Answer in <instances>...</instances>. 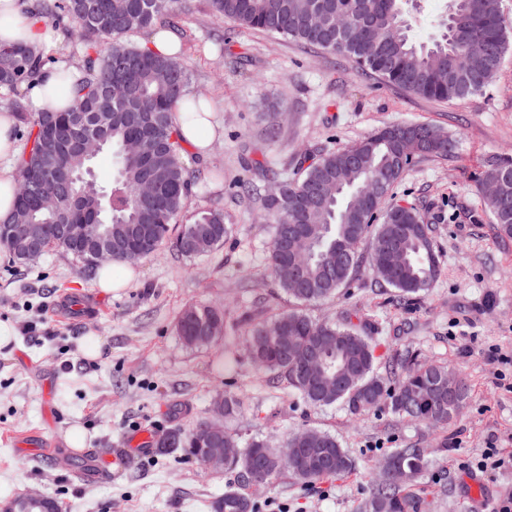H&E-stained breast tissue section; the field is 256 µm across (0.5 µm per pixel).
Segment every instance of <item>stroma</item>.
I'll return each mask as SVG.
<instances>
[{
  "label": "stroma",
  "instance_id": "1",
  "mask_svg": "<svg viewBox=\"0 0 512 512\" xmlns=\"http://www.w3.org/2000/svg\"><path fill=\"white\" fill-rule=\"evenodd\" d=\"M203 0H177L186 32L183 63L190 90L215 106L219 136L207 157L186 153L200 170L180 223L220 205L231 233L196 258L171 246L134 266L128 287L104 294L93 274L58 249L22 264L0 250V320L16 336L0 348V484L14 493L35 489L63 512H214L212 505L237 474L163 448L128 460L104 485L76 475L81 453L64 442L75 426L84 449L111 454L130 442L134 427L155 438L189 433L212 418L216 393L236 397L240 409L223 417L240 442L264 437L275 448L305 428L334 434L355 468L341 479L298 483L282 473L252 490L259 512H360L381 479L379 459L393 449L422 448L428 468L404 494L413 512H497L512 498V237L501 235L486 205L483 177L490 158L512 155V53L481 92L435 102L358 69L346 56L279 35L246 30L205 11ZM448 0H411L410 37L430 43ZM426 123L457 141L451 157L413 159L385 199L417 207L440 256L431 288L404 296L380 285L369 266L332 298L304 306L277 287L268 268L269 213L243 193L241 182L268 192L266 169L299 177L306 160L351 146L377 130ZM280 135L265 137L269 125ZM82 310L65 315L62 298ZM223 309L229 328L217 344L189 348L176 325L184 308ZM303 308L317 321L351 320L375 338L379 363L409 353L422 363L448 366L470 387L448 425L410 422L379 407L367 415L346 406L313 408L268 384L246 347L245 323ZM103 340L101 357L81 356L88 332ZM498 350L503 359L490 363ZM52 441L44 454H25L18 438ZM494 447L507 464L480 473V498L471 500L462 461H479Z\"/></svg>",
  "mask_w": 512,
  "mask_h": 512
}]
</instances>
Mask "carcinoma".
Here are the masks:
<instances>
[{"label": "carcinoma", "instance_id": "carcinoma-1", "mask_svg": "<svg viewBox=\"0 0 512 512\" xmlns=\"http://www.w3.org/2000/svg\"><path fill=\"white\" fill-rule=\"evenodd\" d=\"M406 0H206L217 17L242 29L278 34L345 54L363 70L414 95L438 102L467 97L484 89L499 72L512 49L500 0H449L448 17L439 37L429 45L414 43L404 18ZM28 13L44 25L66 28L82 49L76 66L59 69V81L74 97L60 114L81 110L97 119L103 150L112 154L117 173L101 184L93 176L95 158L81 150L63 153L58 139L67 135L58 115L36 119L18 86L42 81L46 58L40 45L0 44V88L10 95L9 109L17 120L16 134L25 148L17 159L19 175L57 165L82 180L51 186L18 183L15 206L7 218L13 224H40L49 230L69 222L76 236L51 242L87 268L83 236L93 231L126 242L134 233L152 240L155 250L168 241H193L186 257L202 256L224 243L230 228L224 212L210 209L191 224L176 225L186 206L196 175L185 163L174 124L179 102L185 111H201L190 96L189 73L180 55L160 57L126 42V37L155 24L185 37L172 0H34ZM112 89H107V86ZM129 112L162 116L154 124L133 126ZM422 129L439 139L438 147L406 152L404 143L386 139L380 129L360 142L312 161L303 175L278 180L280 193L265 195L273 238L269 269L279 287L300 304L332 297L358 271L359 247L369 241L368 264L377 280L403 295L431 287L440 271L439 255L424 216L412 205L386 210L382 223L351 206L359 189L380 176L383 194L398 182L412 160L422 154L448 157L456 141L440 129ZM150 169L156 197L141 206L137 186ZM487 176L498 177L499 195L487 199L500 230L512 235V156L491 161ZM314 191L317 203L303 218L296 211L302 197ZM276 324L288 336L284 344L266 334ZM177 330L190 348L208 347L226 332L224 312L190 305L180 314ZM251 362L282 382L283 388L312 407L344 403L353 413H366L387 403L392 413L433 427L448 424L469 393L466 380L440 364H417L409 355H395L382 376L376 371L375 345L348 321L318 322L301 309L288 310L268 322L246 325ZM395 384H389V380ZM195 433L174 430L159 448H182L208 465L205 441ZM224 466L238 470L243 487L269 485L282 473L309 483L341 475L354 466L336 436L309 428L288 436L281 448L262 438L242 445L224 432ZM382 481L375 484L361 512H409L402 486L416 481L426 469L424 449L396 448L379 462ZM218 512H257L249 495L229 489Z\"/></svg>", "mask_w": 512, "mask_h": 512}]
</instances>
